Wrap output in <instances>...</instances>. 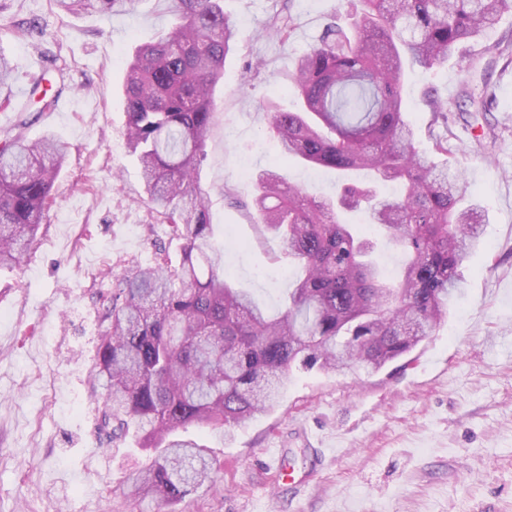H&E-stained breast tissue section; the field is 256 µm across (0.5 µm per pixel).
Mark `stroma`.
Instances as JSON below:
<instances>
[{"label":"stroma","mask_w":512,"mask_h":512,"mask_svg":"<svg viewBox=\"0 0 512 512\" xmlns=\"http://www.w3.org/2000/svg\"><path fill=\"white\" fill-rule=\"evenodd\" d=\"M281 0H224L237 21L233 49L214 88L216 120L199 176L218 239L231 242L224 269L271 311L286 308L287 258L229 206L225 188L253 195L276 150L265 102L299 108L286 93L295 59L316 44L348 0H291L288 44L262 28ZM173 21L167 0H138L109 15L62 14L49 0H0V56L15 70L0 86V134L24 124L29 139L53 134L67 148L53 203L20 267L0 269V512H512V11L479 39L461 43L447 64L407 73L404 100L420 149L448 140L484 234L461 266L447 321L407 357L368 374L294 372L274 410L237 429L233 440L196 426L177 432L213 448L216 483L168 508L127 493L131 469L153 451L134 436L107 440L94 392L102 312L115 274L150 263L169 243L143 203L137 158L126 144L125 66L138 45ZM266 70L247 82V61ZM63 102L39 111L22 96L37 79ZM446 102L434 121L426 91ZM487 94L473 112L466 93ZM286 181L331 196L342 175L298 162ZM281 449L297 472L325 461L300 492L284 491L269 470Z\"/></svg>","instance_id":"1"}]
</instances>
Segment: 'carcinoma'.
Listing matches in <instances>:
<instances>
[{
	"mask_svg": "<svg viewBox=\"0 0 512 512\" xmlns=\"http://www.w3.org/2000/svg\"><path fill=\"white\" fill-rule=\"evenodd\" d=\"M67 12L110 14L136 0H50ZM348 31L327 25L298 57L288 90L301 112L266 106L277 159L256 178L248 200L224 198L279 239L302 276L288 289V309L272 313L224 272L198 167L214 123L212 92L233 45L235 20L223 0H170L175 23L164 38L128 60L123 107L127 146L137 155L152 209L178 243L177 256L132 266L117 280L95 379L102 383L107 438L133 426L143 448L157 450L131 480V492L171 506L213 481L211 450L169 440L188 425L231 437L272 410L293 370L343 374L383 369L409 353L448 317L460 267L483 234V215L461 203L468 182L448 160L447 140L433 153L416 146L401 95L409 67L448 62L460 43L494 28L512 0H361ZM295 29L282 11L266 31L285 44ZM425 105L447 120L433 91ZM66 147L52 135L0 139V267H17L51 207ZM300 158L340 173L371 172L398 181L385 198L376 185L345 183L316 197L285 182L279 164ZM366 207L372 225L404 246L408 261L386 291L376 242L343 223V210Z\"/></svg>",
	"mask_w": 512,
	"mask_h": 512,
	"instance_id": "cac0c4a2",
	"label": "carcinoma"
}]
</instances>
